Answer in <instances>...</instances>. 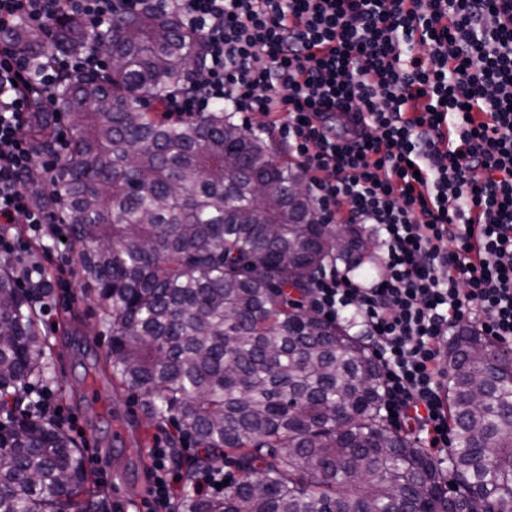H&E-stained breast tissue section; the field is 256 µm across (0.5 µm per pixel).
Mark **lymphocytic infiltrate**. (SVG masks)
I'll return each instance as SVG.
<instances>
[{
  "mask_svg": "<svg viewBox=\"0 0 512 512\" xmlns=\"http://www.w3.org/2000/svg\"><path fill=\"white\" fill-rule=\"evenodd\" d=\"M201 36L204 68L168 106L193 118L214 101L265 116L288 146L323 224L384 235L376 279L319 276L317 314L350 313L384 373L393 424L450 448L443 344L463 324L512 347V0H162ZM139 0H0V254L12 224L59 240L27 177L51 182L60 153L23 136L34 95L62 74L102 71L93 53L33 58L10 33L60 14L93 30ZM144 512H171L172 449L149 451Z\"/></svg>",
  "mask_w": 512,
  "mask_h": 512,
  "instance_id": "1",
  "label": "lymphocytic infiltrate"
}]
</instances>
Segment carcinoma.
Segmentation results:
<instances>
[{
    "label": "carcinoma",
    "mask_w": 512,
    "mask_h": 512,
    "mask_svg": "<svg viewBox=\"0 0 512 512\" xmlns=\"http://www.w3.org/2000/svg\"><path fill=\"white\" fill-rule=\"evenodd\" d=\"M14 38L33 56L110 61L38 100L69 115L71 149L36 202L69 225L112 380L202 449L187 480L236 457L234 491L189 489L175 512H512V350L472 325L450 337L448 466L390 427L370 345L290 298L329 267L358 269L372 239L318 223L307 194L290 193L297 168L230 114L158 111L202 68L200 38L153 6L107 35L60 15L51 35L20 25ZM26 133L50 143L48 115ZM15 270L0 261V512H112L75 438L38 400L15 408L46 377L48 343Z\"/></svg>",
    "instance_id": "carcinoma-1"
}]
</instances>
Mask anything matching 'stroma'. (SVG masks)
Instances as JSON below:
<instances>
[{
  "label": "stroma",
  "mask_w": 512,
  "mask_h": 512,
  "mask_svg": "<svg viewBox=\"0 0 512 512\" xmlns=\"http://www.w3.org/2000/svg\"><path fill=\"white\" fill-rule=\"evenodd\" d=\"M11 233L25 242L24 259L40 263L48 276L76 262L72 251L56 250L51 240L31 236L27 225H12ZM48 302L51 317L40 325L48 339L46 384L66 413L76 418L81 448L99 449L112 465L109 473L93 472V479L113 505L137 512L144 497L142 487L149 481L148 450L169 435L151 425L140 398L113 385L106 365V332L79 278H71L69 294H52ZM91 362L97 369L94 401L86 399V387L80 382L84 364Z\"/></svg>",
  "instance_id": "1"
}]
</instances>
